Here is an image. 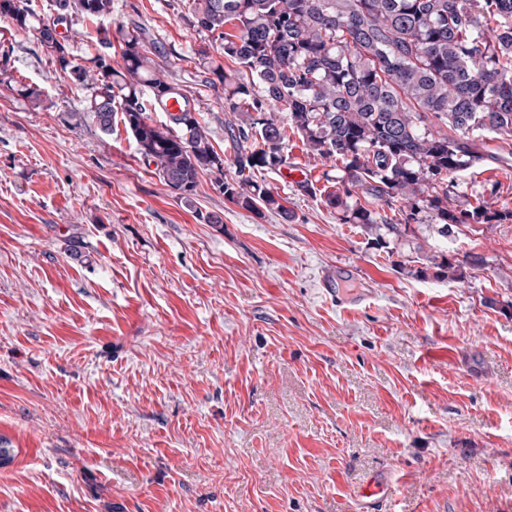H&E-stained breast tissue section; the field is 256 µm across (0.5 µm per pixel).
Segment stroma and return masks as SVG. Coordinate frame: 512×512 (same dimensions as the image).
<instances>
[{
    "label": "stroma",
    "instance_id": "obj_1",
    "mask_svg": "<svg viewBox=\"0 0 512 512\" xmlns=\"http://www.w3.org/2000/svg\"><path fill=\"white\" fill-rule=\"evenodd\" d=\"M188 3L112 0L70 52L145 25L221 152L224 90L197 66L221 49ZM9 44L44 102L0 88V512H360L377 475L388 512H512V221L424 220L389 254L278 173L289 221L207 175L181 201L33 31ZM492 146L452 205L512 210V136ZM418 246L482 264L423 276ZM326 277L371 296L340 309Z\"/></svg>",
    "mask_w": 512,
    "mask_h": 512
}]
</instances>
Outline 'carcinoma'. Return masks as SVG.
Instances as JSON below:
<instances>
[{"label": "carcinoma", "instance_id": "carcinoma-1", "mask_svg": "<svg viewBox=\"0 0 512 512\" xmlns=\"http://www.w3.org/2000/svg\"><path fill=\"white\" fill-rule=\"evenodd\" d=\"M52 2V16L36 27L38 42L61 74L91 92L89 111L101 131L121 122L141 158L186 203L211 174L241 208L290 219L282 197L257 176L287 165L292 133L312 155L341 162L336 190L307 179L297 190L320 195L345 223L376 231L382 248L415 228L372 203H399L412 219L425 213L443 238L452 224L512 220L508 209L448 205L458 174L499 159L489 137L512 135V0H192L187 23L221 41L224 57L239 65L226 69L207 55L198 62L206 83L224 86L225 111L234 115L224 122L233 148L227 160L195 99L154 60L166 51L146 27L103 30L104 52L78 65L57 28L78 16H112V0ZM0 19L28 29L35 13L29 0H0ZM114 39L122 49L117 68L109 56ZM170 97L181 101L180 111L153 121L149 113ZM428 261L434 277L461 278L460 262L444 254Z\"/></svg>", "mask_w": 512, "mask_h": 512}]
</instances>
